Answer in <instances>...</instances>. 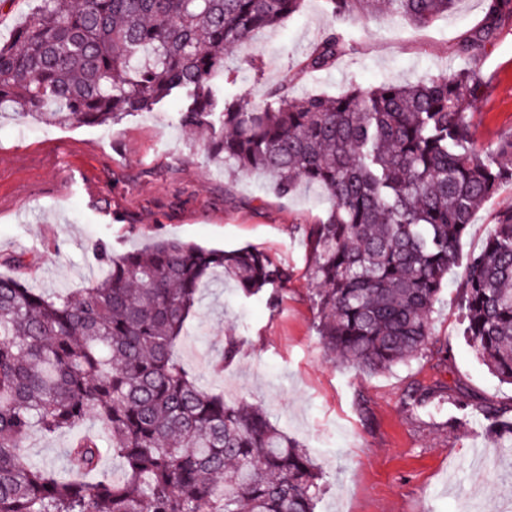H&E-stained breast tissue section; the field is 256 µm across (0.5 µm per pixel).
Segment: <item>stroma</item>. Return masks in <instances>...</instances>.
I'll list each match as a JSON object with an SVG mask.
<instances>
[{"instance_id":"stroma-1","label":"stroma","mask_w":512,"mask_h":512,"mask_svg":"<svg viewBox=\"0 0 512 512\" xmlns=\"http://www.w3.org/2000/svg\"><path fill=\"white\" fill-rule=\"evenodd\" d=\"M484 12V0H456L428 26L386 15L355 21L349 54L329 69L304 72L301 61L334 24L323 0H304L282 28L258 32L233 52L224 94L257 103L285 78L301 95L337 93L351 78L411 82L460 65L457 42ZM481 66L492 82L474 121L477 146L488 153L512 131V26L488 46ZM178 109L171 101L108 128L0 115V196L14 201L0 209V255L34 257V284L57 293L106 274L95 253L100 243L123 252L173 236L266 250L294 270L279 307L216 288L196 309L177 357L208 389L220 392L225 381L234 382L239 397L261 405L308 449L327 485L316 512H463L471 499L482 512H512V436L494 433L482 415L490 406L511 417L512 385L493 376L463 337L460 268L448 275L422 355L376 374L335 361L317 336L308 252L298 231L324 217L326 202L306 185L282 197L263 173H225L176 123ZM60 144L72 148L70 172L94 179L99 193L63 191L51 154ZM508 208L512 183L475 214L460 259L480 251L497 212ZM231 336L243 339L241 352L218 367ZM440 385L442 398L407 403L412 389ZM97 429L87 421L50 438L31 434L28 456L43 467L60 466L64 448Z\"/></svg>"}]
</instances>
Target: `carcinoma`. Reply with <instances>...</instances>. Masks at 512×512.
Instances as JSON below:
<instances>
[{
  "mask_svg": "<svg viewBox=\"0 0 512 512\" xmlns=\"http://www.w3.org/2000/svg\"><path fill=\"white\" fill-rule=\"evenodd\" d=\"M38 2L0 37V114L105 127L181 99L177 121L205 138L210 162L266 173L281 196L301 184L323 194L326 214L302 240L325 352L378 373L427 348L459 241L512 182V132L484 154L471 118L490 87L481 56L512 24V0H485L482 24L457 43L456 69L302 97L285 79L255 107L224 99L227 55L303 0ZM326 2L338 23L385 12L426 25L456 0ZM348 50L333 28L302 69H326ZM96 250L107 275L65 295L31 285L24 256L0 255V512H315L322 472L307 449L176 357L202 289L220 279L276 308L292 268L254 246L177 237ZM463 275L465 340L512 384V209L497 213ZM485 413L512 434L511 418ZM87 420L110 432L111 448L85 433L60 469L30 462V432L51 437ZM107 452L122 463L120 481L101 471Z\"/></svg>",
  "mask_w": 512,
  "mask_h": 512,
  "instance_id": "1",
  "label": "carcinoma"
}]
</instances>
